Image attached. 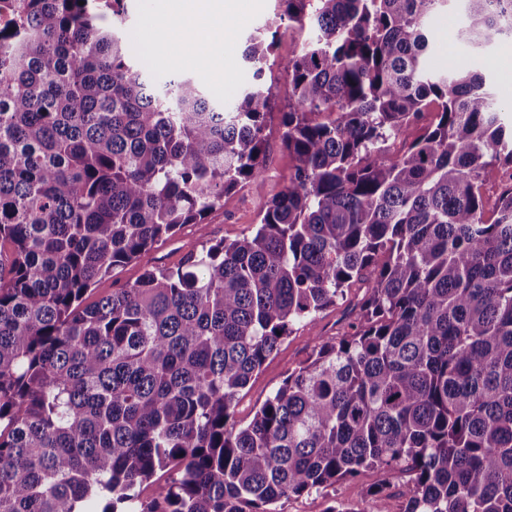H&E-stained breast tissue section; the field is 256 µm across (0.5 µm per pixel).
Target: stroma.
Here are the masks:
<instances>
[{
	"mask_svg": "<svg viewBox=\"0 0 512 512\" xmlns=\"http://www.w3.org/2000/svg\"><path fill=\"white\" fill-rule=\"evenodd\" d=\"M154 7L153 0H132L128 6L124 33L132 45L134 58L144 62L157 82L174 76L193 78L210 98L224 105L233 103L240 88L251 78L242 58L249 35L268 25L275 30L276 45L264 72L266 83L272 85L276 95L275 110L268 116L265 129L264 181L259 185H239L233 193L225 195L223 206L212 211L204 223L184 225L176 235L142 253L136 261L116 269L111 277L99 281L87 294L86 300L90 303L134 283L144 270L177 266L188 250L201 247L205 241H231L251 235L268 201L288 185L291 159L283 144L281 114L288 109V62L304 42L299 24L281 19L283 7L279 0H242L244 21L228 25L222 35L215 37V45L224 57L223 68L202 69L189 63L177 65L166 55L148 51L150 42L171 36L182 42L189 34L188 28L175 20L158 29L146 28L144 20ZM458 14L457 5L453 4L448 11L435 13L427 21L432 67L477 70L493 87H500L502 74L512 73V54L493 49L474 53L458 48L454 29L448 24L449 17ZM345 309V303H338L319 315L315 323L296 326L238 396L234 408L236 424H247L253 418L288 372L309 359L318 339L328 340L342 333ZM375 479L374 472L365 471L357 480L342 481L324 491L292 497L284 504L283 512H400L408 491V474L398 470L388 473L387 493L375 498L366 496L365 488Z\"/></svg>",
	"mask_w": 512,
	"mask_h": 512,
	"instance_id": "1",
	"label": "stroma"
}]
</instances>
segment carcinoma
Segmentation results:
<instances>
[{"label":"carcinoma","mask_w":512,"mask_h":512,"mask_svg":"<svg viewBox=\"0 0 512 512\" xmlns=\"http://www.w3.org/2000/svg\"><path fill=\"white\" fill-rule=\"evenodd\" d=\"M127 2L0 0V512H279L364 470L381 496L395 469L402 512H512V178L490 221L481 191L512 170V105L429 69L450 0H282L314 33L288 62V187L253 234L86 305L261 182L274 104L275 35L217 106L132 60ZM458 2L463 44L512 49V0ZM355 285L342 336L235 426L284 338ZM504 169L502 166L498 164H493L488 166L483 173V191L486 194V197L489 198V206L486 210L487 218L491 216V206L494 203V199L496 194L499 191L500 184L502 182L501 171Z\"/></svg>","instance_id":"obj_1"}]
</instances>
